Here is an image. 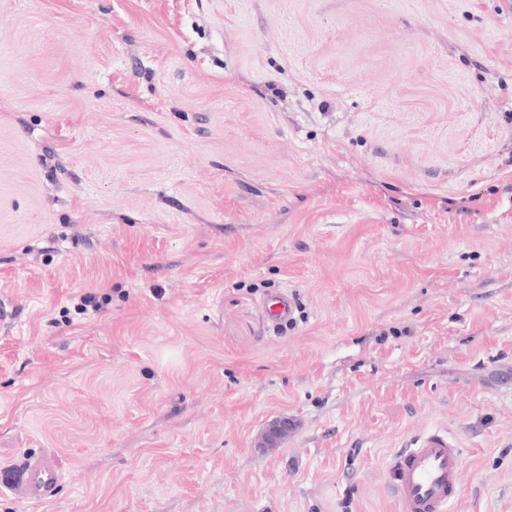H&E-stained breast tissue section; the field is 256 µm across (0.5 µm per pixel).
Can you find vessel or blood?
<instances>
[{"instance_id":"vessel-or-blood-1","label":"vessel or blood","mask_w":512,"mask_h":512,"mask_svg":"<svg viewBox=\"0 0 512 512\" xmlns=\"http://www.w3.org/2000/svg\"><path fill=\"white\" fill-rule=\"evenodd\" d=\"M463 450L447 429L436 427L395 453L387 489L399 512H452L461 494ZM62 476L50 454L0 469V486L20 488L30 500L46 499Z\"/></svg>"}]
</instances>
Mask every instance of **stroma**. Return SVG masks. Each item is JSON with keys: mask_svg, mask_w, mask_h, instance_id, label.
<instances>
[{"mask_svg": "<svg viewBox=\"0 0 512 512\" xmlns=\"http://www.w3.org/2000/svg\"><path fill=\"white\" fill-rule=\"evenodd\" d=\"M0 293V512H512V0H0ZM269 318L273 323L287 321L292 315L293 305L287 295H272L267 302ZM462 466L459 442L435 427L397 450L387 489L400 512H451L461 494ZM62 476L59 461L50 454L29 457L18 465L1 468L0 486L20 488L29 500L42 501L55 490Z\"/></svg>", "mask_w": 512, "mask_h": 512, "instance_id": "stroma-1", "label": "stroma"}]
</instances>
